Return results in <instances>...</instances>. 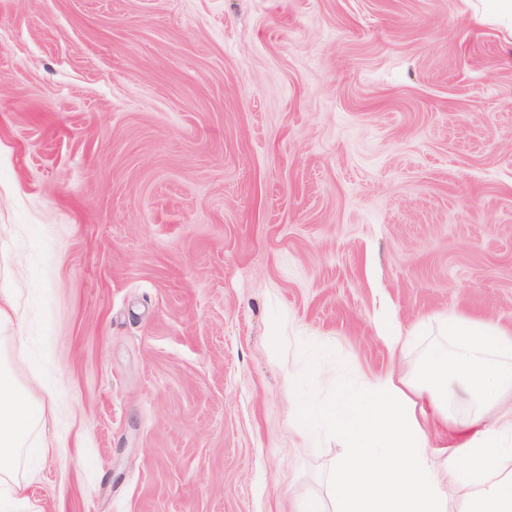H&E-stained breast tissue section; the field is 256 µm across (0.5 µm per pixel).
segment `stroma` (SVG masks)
I'll return each instance as SVG.
<instances>
[{
	"mask_svg": "<svg viewBox=\"0 0 512 512\" xmlns=\"http://www.w3.org/2000/svg\"><path fill=\"white\" fill-rule=\"evenodd\" d=\"M483 13L0 0V346L52 444L17 512H301L345 448L293 402L412 376L448 313L512 328V19ZM380 337L392 355L398 358L405 356L412 349L415 342V336L412 332L403 333L391 323H386L381 327Z\"/></svg>",
	"mask_w": 512,
	"mask_h": 512,
	"instance_id": "stroma-1",
	"label": "stroma"
}]
</instances>
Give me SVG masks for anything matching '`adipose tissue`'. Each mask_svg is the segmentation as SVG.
Here are the masks:
<instances>
[{
	"mask_svg": "<svg viewBox=\"0 0 512 512\" xmlns=\"http://www.w3.org/2000/svg\"><path fill=\"white\" fill-rule=\"evenodd\" d=\"M443 326L447 346L415 377H369L321 406L346 451L306 512H512V330L457 312ZM454 388L471 407L462 423ZM44 420L42 400L1 368L0 512L22 501L49 447L31 438Z\"/></svg>",
	"mask_w": 512,
	"mask_h": 512,
	"instance_id": "ef3b65f1",
	"label": "adipose tissue"
}]
</instances>
